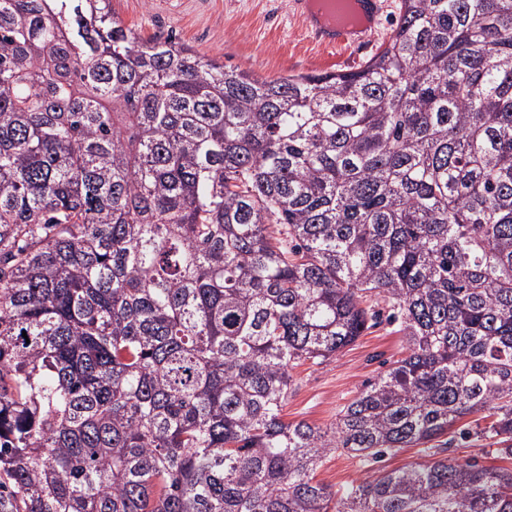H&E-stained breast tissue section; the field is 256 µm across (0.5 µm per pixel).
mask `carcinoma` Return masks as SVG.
<instances>
[{"label":"carcinoma","instance_id":"cac0c4a2","mask_svg":"<svg viewBox=\"0 0 512 512\" xmlns=\"http://www.w3.org/2000/svg\"><path fill=\"white\" fill-rule=\"evenodd\" d=\"M397 10L360 69L260 80L0 0V512H512V469L428 446L478 414L512 458V0ZM384 321L405 357L283 420ZM396 327L383 323L322 365L304 364L293 371L294 386L283 407L288 422L329 426L336 413L391 364L404 357L407 345ZM425 446L404 448L397 453L385 455L378 463L373 461L363 465L358 459L344 452H331L323 460L316 473V481L333 487L349 485L356 480H361L367 475L373 474L377 469L394 470L402 468L413 462H421L430 459L421 451Z\"/></svg>","mask_w":512,"mask_h":512}]
</instances>
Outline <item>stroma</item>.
I'll list each match as a JSON object with an SVG mask.
<instances>
[{"label":"stroma","instance_id":"1","mask_svg":"<svg viewBox=\"0 0 512 512\" xmlns=\"http://www.w3.org/2000/svg\"><path fill=\"white\" fill-rule=\"evenodd\" d=\"M112 14L141 39L176 37L201 56L259 79L353 70L367 60L363 54L314 44L295 17L291 0H112ZM406 351L402 334L381 324L324 364L296 367L293 390L282 411L284 419L329 426L365 384L388 370ZM469 425L465 417L449 430L453 439L449 457L511 468L512 460L501 459L489 442L460 439V431ZM424 459L421 449L414 447L363 465L337 451L324 458L316 479L337 488L374 471L399 469Z\"/></svg>","mask_w":512,"mask_h":512}]
</instances>
